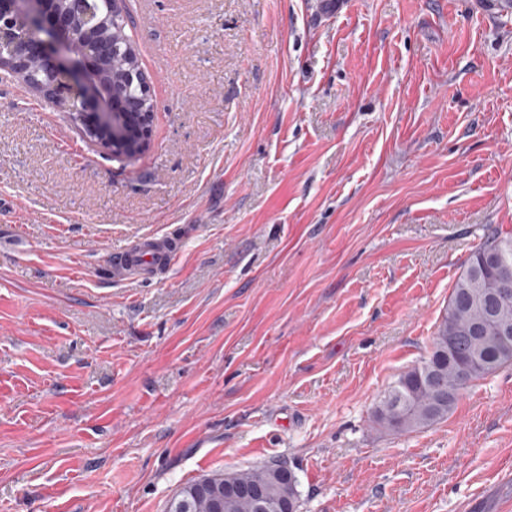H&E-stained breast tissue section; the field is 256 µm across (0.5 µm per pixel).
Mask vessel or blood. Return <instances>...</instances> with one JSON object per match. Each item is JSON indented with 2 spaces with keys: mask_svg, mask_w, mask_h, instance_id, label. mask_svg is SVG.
I'll return each instance as SVG.
<instances>
[{
  "mask_svg": "<svg viewBox=\"0 0 512 512\" xmlns=\"http://www.w3.org/2000/svg\"><path fill=\"white\" fill-rule=\"evenodd\" d=\"M181 250L180 239L164 234L146 238L114 253L108 275L115 282L141 276L149 269L170 266Z\"/></svg>",
  "mask_w": 512,
  "mask_h": 512,
  "instance_id": "vessel-or-blood-1",
  "label": "vessel or blood"
}]
</instances>
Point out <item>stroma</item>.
Listing matches in <instances>:
<instances>
[{
	"label": "stroma",
	"mask_w": 512,
	"mask_h": 512,
	"mask_svg": "<svg viewBox=\"0 0 512 512\" xmlns=\"http://www.w3.org/2000/svg\"><path fill=\"white\" fill-rule=\"evenodd\" d=\"M496 0H126L151 147L0 77V512H167L279 461L300 512H512V366L448 418L372 410L464 263L512 233ZM183 242L115 283L114 252Z\"/></svg>",
	"instance_id": "1"
}]
</instances>
